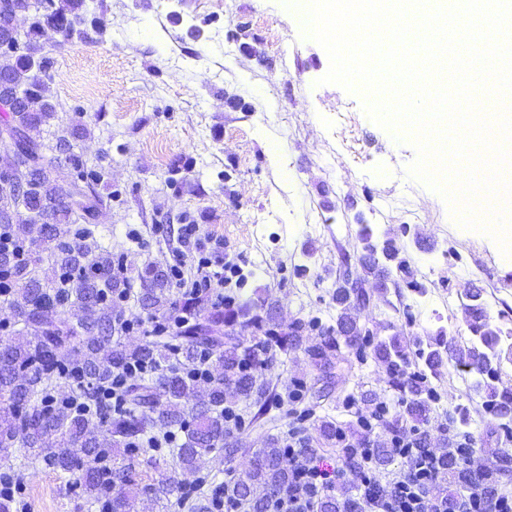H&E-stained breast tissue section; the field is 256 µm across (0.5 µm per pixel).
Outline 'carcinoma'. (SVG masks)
Returning a JSON list of instances; mask_svg holds the SVG:
<instances>
[{
    "mask_svg": "<svg viewBox=\"0 0 512 512\" xmlns=\"http://www.w3.org/2000/svg\"><path fill=\"white\" fill-rule=\"evenodd\" d=\"M96 0H37L33 10L21 14L28 21L22 45L0 60V78L26 89L22 103L12 110L11 123L18 131L20 154L37 166L36 189L23 200L0 198V216L9 218L14 241H30L55 257L59 274L48 277L43 257L27 256L11 263L9 254H0V273L13 288L8 309L20 328L0 342V452L13 447L25 449L47 467L77 475L75 486L88 502H108L110 512H143L145 502H172L179 485L170 479L142 484L131 476L132 466H120L106 473L102 458H123L133 447L148 439L157 429L181 430L185 441L172 449V459L184 470H195L212 453L232 457L234 449L224 447V437L233 430L224 424V398L231 395L236 404L248 409L252 426H264L273 402L281 401L272 370L277 354L299 349L320 371L321 379L331 381L336 361L344 359L342 349L355 351L361 362L371 358L384 366L391 386L401 395L404 419L414 424L428 421L432 404L441 396L431 379L439 378L447 367L444 331L421 338L405 337L396 330L386 337L364 336L362 314L369 309L371 296L364 277H371L378 290L397 272L410 292L422 294L424 284L409 270L402 249L388 238L382 246L373 242V231L361 224L358 232L361 273L355 287L336 278L333 301L338 310L336 325L324 326L316 318L297 319L286 327L276 322L273 309L264 303L244 300L236 292L224 294V305L208 313L176 336H154L152 340L128 346L118 336V316L104 302L112 291V252L99 253L91 263L78 268L61 257V245L79 250V242L93 234V223L102 198L66 202L63 190L53 178L59 158L43 152L46 144L35 137L40 127L57 112L50 89L54 61L45 52L44 37L60 36L65 42L88 38L89 32L104 34L95 16ZM74 193L104 181L107 171L99 164H88L76 154L66 158ZM150 287L140 301L146 317L164 316L173 309H187L166 294L169 280L154 268L146 271ZM465 305L468 327L476 342L456 363L461 373L476 374L475 389L481 393L482 415L496 425L506 438H512V388H498L501 336H511L489 321L481 289L473 288ZM69 305L77 307L76 323L62 316ZM79 355L76 366L84 374L83 406L71 411L48 408L53 390L68 384L71 373L61 364L59 353L65 346ZM212 359L215 378L201 392L189 379L183 366L201 353ZM133 364L148 365L145 377L128 384L126 406L113 415L105 410L97 389L112 380V371ZM323 390L314 391L301 410L286 409L284 417L298 412L302 419L318 422L326 451L335 450L336 424L317 416ZM499 470L466 472L464 482L487 489L498 484ZM288 462L280 440L269 439L257 450L249 469L224 484L232 504L266 508L270 501L288 491Z\"/></svg>",
    "mask_w": 512,
    "mask_h": 512,
    "instance_id": "carcinoma-1",
    "label": "carcinoma"
}]
</instances>
